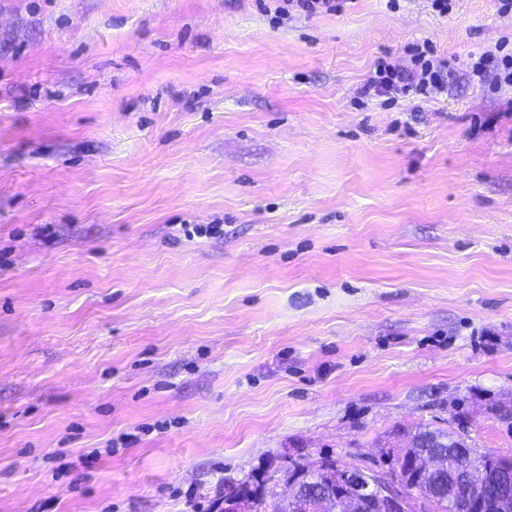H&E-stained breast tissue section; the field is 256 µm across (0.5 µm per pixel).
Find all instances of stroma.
Returning a JSON list of instances; mask_svg holds the SVG:
<instances>
[{
  "label": "stroma",
  "mask_w": 512,
  "mask_h": 512,
  "mask_svg": "<svg viewBox=\"0 0 512 512\" xmlns=\"http://www.w3.org/2000/svg\"><path fill=\"white\" fill-rule=\"evenodd\" d=\"M504 37L495 0H0V512H213L399 426L512 456V87L464 75ZM424 40L446 95L361 98ZM276 2L283 1L284 5L276 6L275 14L285 13L289 11V7H295L303 10L309 14L318 12H336L339 13L344 9V4L351 2L349 0H275Z\"/></svg>",
  "instance_id": "obj_1"
}]
</instances>
